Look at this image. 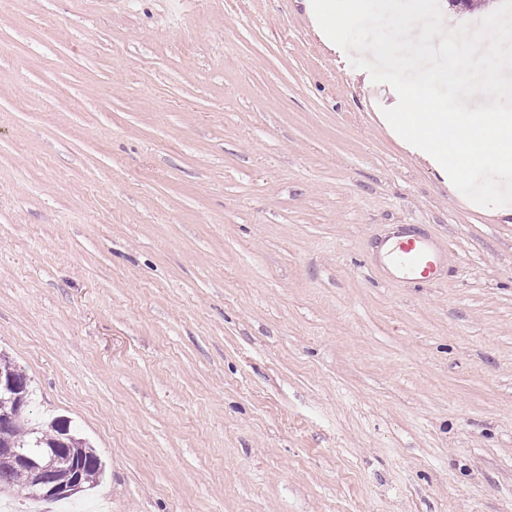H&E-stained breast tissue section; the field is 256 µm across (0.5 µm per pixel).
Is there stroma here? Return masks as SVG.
Here are the masks:
<instances>
[{
  "label": "stroma",
  "instance_id": "35a3bbf8",
  "mask_svg": "<svg viewBox=\"0 0 512 512\" xmlns=\"http://www.w3.org/2000/svg\"><path fill=\"white\" fill-rule=\"evenodd\" d=\"M309 3L0 0V353L105 464L68 512H512V209ZM389 249V259L402 272L416 279L433 278L442 263V254L427 242L401 234Z\"/></svg>",
  "mask_w": 512,
  "mask_h": 512
}]
</instances>
